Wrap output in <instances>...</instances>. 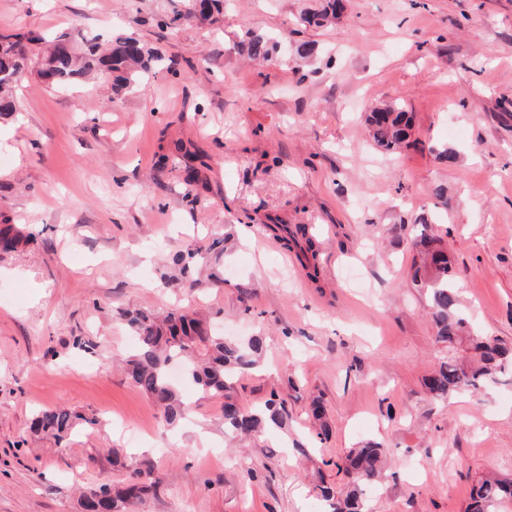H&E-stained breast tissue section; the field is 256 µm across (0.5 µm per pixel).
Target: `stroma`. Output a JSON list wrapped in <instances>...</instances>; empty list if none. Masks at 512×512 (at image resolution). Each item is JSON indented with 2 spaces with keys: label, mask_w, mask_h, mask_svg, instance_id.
I'll list each match as a JSON object with an SVG mask.
<instances>
[{
  "label": "stroma",
  "mask_w": 512,
  "mask_h": 512,
  "mask_svg": "<svg viewBox=\"0 0 512 512\" xmlns=\"http://www.w3.org/2000/svg\"><path fill=\"white\" fill-rule=\"evenodd\" d=\"M320 3L224 0L204 21L189 0H0L2 34L132 33L165 58L120 95L101 75L67 92L27 76L0 119V223L30 236L0 253V512H82V491L147 465L161 484L130 512H325L318 479L345 490L335 463L369 440L386 449L371 512H465L476 477H512V384L429 394L447 348L409 279L428 217L475 329L512 345V0H343L301 26ZM249 29L315 56L252 59ZM382 103L413 117L396 156L367 139ZM216 239L220 256L174 262ZM177 305L261 337L231 394L287 396V429L228 435L220 400L189 388L187 421L164 423L119 358L128 313ZM54 407L78 419L61 445L29 430Z\"/></svg>",
  "instance_id": "35a3bbf8"
}]
</instances>
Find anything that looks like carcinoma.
<instances>
[{"label":"carcinoma","instance_id":"carcinoma-1","mask_svg":"<svg viewBox=\"0 0 512 512\" xmlns=\"http://www.w3.org/2000/svg\"><path fill=\"white\" fill-rule=\"evenodd\" d=\"M340 6V0H323L319 11L303 16L301 21L320 27L336 16ZM244 47L251 58L268 61L276 44L265 35L248 33ZM162 61L157 49L132 34L112 38L105 45L95 36L79 48L64 34L51 40L32 32L0 35V116L18 112L12 88L34 64L37 76L59 89L74 87L95 72H106L115 89L129 90L162 69ZM365 122L371 142L386 154L396 153L412 131L409 113L397 104L373 109L366 113ZM421 225L415 242L420 261L413 264L410 279L413 287L427 296L436 342L448 348V357L428 382L430 391L447 398L460 392L478 393L502 378L512 381V347L497 337L472 332L460 307L448 255L440 241L428 234L427 222ZM128 324L137 334V349L125 359L126 373L172 427L182 422L188 410L183 387L222 398L230 377L254 368L262 349L258 336L246 344L227 341L207 321L178 308L160 319L135 312ZM287 405L285 398L275 394L255 409L242 408L227 399L222 407L224 427L241 435L280 428L288 418ZM72 428L73 414L60 407L39 413L30 426V430L46 433L59 443L69 437ZM383 457L384 448L375 442L352 449L346 462L352 486L346 494L336 495L323 481L316 486L328 512H364L361 488L378 475ZM159 484L152 472L136 470L118 490L102 484L86 492L82 512H121L122 506L141 500ZM466 512H512V478L478 480Z\"/></svg>","mask_w":512,"mask_h":512}]
</instances>
